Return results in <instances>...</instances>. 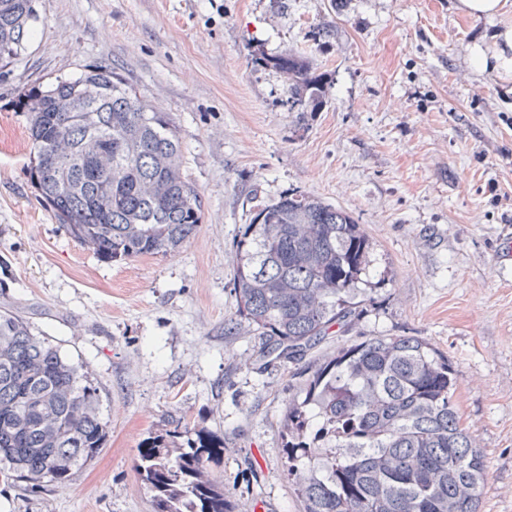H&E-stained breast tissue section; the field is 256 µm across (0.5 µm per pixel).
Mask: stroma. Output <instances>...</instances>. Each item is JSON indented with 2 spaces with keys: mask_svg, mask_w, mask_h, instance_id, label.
<instances>
[{
  "mask_svg": "<svg viewBox=\"0 0 512 512\" xmlns=\"http://www.w3.org/2000/svg\"><path fill=\"white\" fill-rule=\"evenodd\" d=\"M36 6L26 52L0 68V309L83 365L109 437L69 487L0 479V512H151L138 449L178 420L223 439L214 470L238 504L300 512L284 409L326 354L368 336H418L447 356L487 458L480 512H512V266L493 259L512 229V70L495 60L512 6L480 19L460 0ZM288 51L322 74L320 110H290L282 72L266 66ZM89 64L122 74L178 126L204 215L176 255L103 261L30 183L17 100ZM295 192L363 225L368 299L302 360H262L236 313V235L258 205Z\"/></svg>",
  "mask_w": 512,
  "mask_h": 512,
  "instance_id": "35a3bbf8",
  "label": "stroma"
}]
</instances>
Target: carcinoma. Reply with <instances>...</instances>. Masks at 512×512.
Returning a JSON list of instances; mask_svg holds the SVG:
<instances>
[{
	"label": "carcinoma",
	"instance_id": "cac0c4a2",
	"mask_svg": "<svg viewBox=\"0 0 512 512\" xmlns=\"http://www.w3.org/2000/svg\"><path fill=\"white\" fill-rule=\"evenodd\" d=\"M35 0H0V63L20 58ZM288 97L323 106L311 59L266 60ZM31 141L29 177L67 232L109 262L173 256L197 234L202 198L183 170L174 119L99 64L19 100ZM370 240L341 207L290 193L260 207L236 243L239 316L261 354L299 360L335 324L361 314ZM448 358L417 336H372L326 355L288 401L280 451L301 472L302 512H479L487 460L463 426ZM97 388L59 346L0 312V469L34 485H70L105 447ZM177 425L138 448L152 512H240L210 465L224 441Z\"/></svg>",
	"mask_w": 512,
	"mask_h": 512
}]
</instances>
